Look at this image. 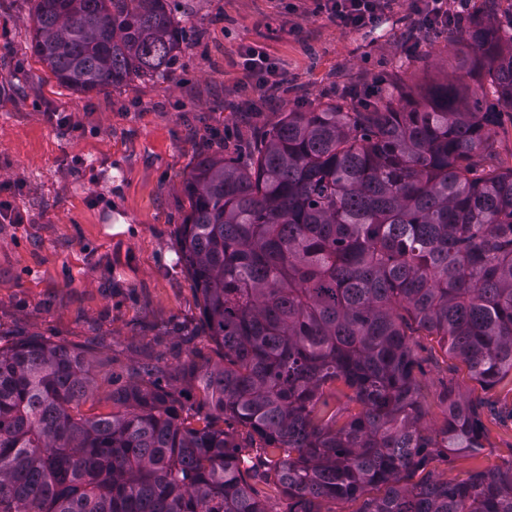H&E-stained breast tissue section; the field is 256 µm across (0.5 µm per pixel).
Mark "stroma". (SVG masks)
<instances>
[{"label":"stroma","instance_id":"35a3bbf8","mask_svg":"<svg viewBox=\"0 0 512 512\" xmlns=\"http://www.w3.org/2000/svg\"><path fill=\"white\" fill-rule=\"evenodd\" d=\"M185 3L196 35L166 80L77 93L33 51L32 0H0V204L20 217L0 222V344L40 335L85 351L87 413L111 411L113 378L188 358L182 336L199 306L177 264V227L200 152L395 78L415 91L445 78L479 85L458 65L456 31L408 43V0L358 31L313 0ZM242 46L265 53L284 83L244 88ZM413 348L428 426L443 422L452 382L480 404L487 431L484 448L433 461L434 477L457 481L511 459L512 383L481 387L438 337H415Z\"/></svg>","mask_w":512,"mask_h":512}]
</instances>
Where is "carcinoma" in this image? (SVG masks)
<instances>
[{
  "instance_id": "1",
  "label": "carcinoma",
  "mask_w": 512,
  "mask_h": 512,
  "mask_svg": "<svg viewBox=\"0 0 512 512\" xmlns=\"http://www.w3.org/2000/svg\"><path fill=\"white\" fill-rule=\"evenodd\" d=\"M182 0H34V51L77 92L164 80ZM460 65L482 99L438 81L414 97L288 112L242 155H201L184 181L181 259L200 299L197 349L134 371L87 415L90 364L33 338L0 346V512H512V461L448 482L434 460L484 447L478 405L449 384L427 434L412 337H440L484 388L512 378V166L480 164L512 112V10L467 11ZM196 380V427L183 391ZM352 392L339 424L324 388ZM257 437L240 467L219 422ZM423 477L413 481L417 473ZM383 490L372 496L373 490Z\"/></svg>"
}]
</instances>
